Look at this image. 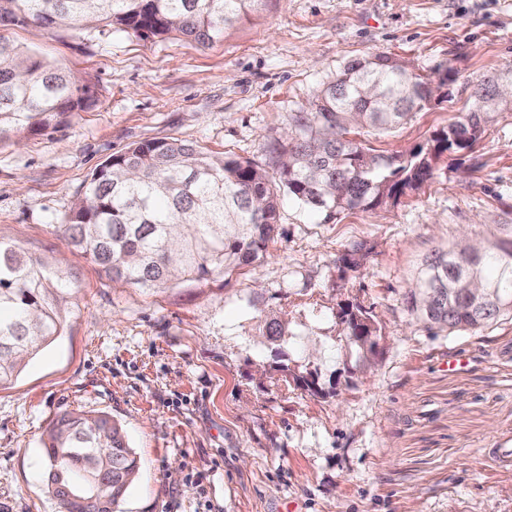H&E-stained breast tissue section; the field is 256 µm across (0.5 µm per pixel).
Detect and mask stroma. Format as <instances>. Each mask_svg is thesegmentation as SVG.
I'll return each instance as SVG.
<instances>
[{"label": "stroma", "mask_w": 512, "mask_h": 512, "mask_svg": "<svg viewBox=\"0 0 512 512\" xmlns=\"http://www.w3.org/2000/svg\"><path fill=\"white\" fill-rule=\"evenodd\" d=\"M0 34L94 92L57 129L0 142V236L75 286L64 335L0 387V512H58L41 438L74 411L111 416L138 458L119 512H512V465L493 461L512 448V320L436 334L407 304L427 256L512 224L511 107L397 201L328 217L281 195L263 259L226 278L120 286L62 228L93 170L136 142L176 138L276 176L293 117L376 53L456 81L402 127L350 138L382 156L425 144L474 84L512 69V0H263L206 45ZM357 307L380 328L366 360L339 319ZM272 317L287 336L262 334ZM452 353L466 366L449 369Z\"/></svg>", "instance_id": "stroma-1"}]
</instances>
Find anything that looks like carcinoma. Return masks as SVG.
Instances as JSON below:
<instances>
[{
  "label": "carcinoma",
  "instance_id": "obj_1",
  "mask_svg": "<svg viewBox=\"0 0 512 512\" xmlns=\"http://www.w3.org/2000/svg\"><path fill=\"white\" fill-rule=\"evenodd\" d=\"M258 0H0V20L82 29L119 26L143 36L178 35L199 43ZM431 82L385 54L348 62L318 94L312 112L295 115L296 134L279 158V183L303 205L331 217L374 210L417 189L433 160L471 147L491 119L497 86L474 87L472 107L438 133L430 147L377 156L346 138L349 127L390 131L425 108ZM91 87L63 67L0 36V141L56 128L82 112ZM278 195L265 169L178 139L133 143L106 158L74 200L66 220L68 245L106 276L138 288L207 281L250 265L277 225ZM476 282L493 288L499 305L480 313L469 295ZM73 283L61 271L0 238V386L17 376L64 330ZM409 307L450 333L512 319V231L477 248L456 247L425 259ZM345 336L361 356L374 352L378 327L369 312L340 315ZM55 477L70 480L78 500L60 512H114L138 464L120 427L106 414L74 412L42 439Z\"/></svg>",
  "mask_w": 512,
  "mask_h": 512
}]
</instances>
